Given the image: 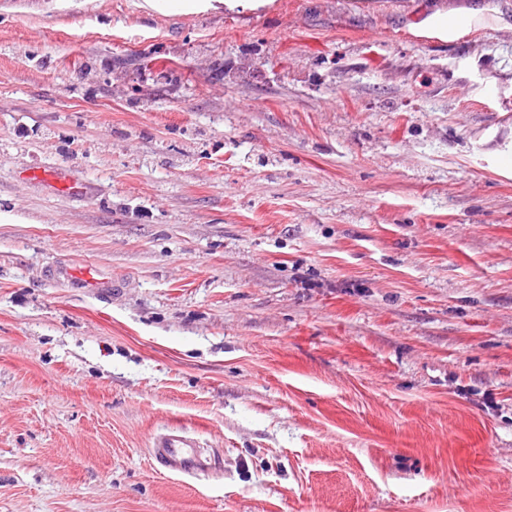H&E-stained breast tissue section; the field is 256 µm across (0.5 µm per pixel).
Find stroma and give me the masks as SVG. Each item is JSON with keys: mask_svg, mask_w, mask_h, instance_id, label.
<instances>
[{"mask_svg": "<svg viewBox=\"0 0 512 512\" xmlns=\"http://www.w3.org/2000/svg\"><path fill=\"white\" fill-rule=\"evenodd\" d=\"M142 2L0 0V512H512V0ZM47 273L51 280L66 282L74 288L87 289L96 294L108 292L116 286L112 276L97 269H78L72 263L50 266ZM155 458L167 469L183 475H195L203 470L195 437L186 431L168 432L155 439Z\"/></svg>", "mask_w": 512, "mask_h": 512, "instance_id": "stroma-1", "label": "stroma"}]
</instances>
